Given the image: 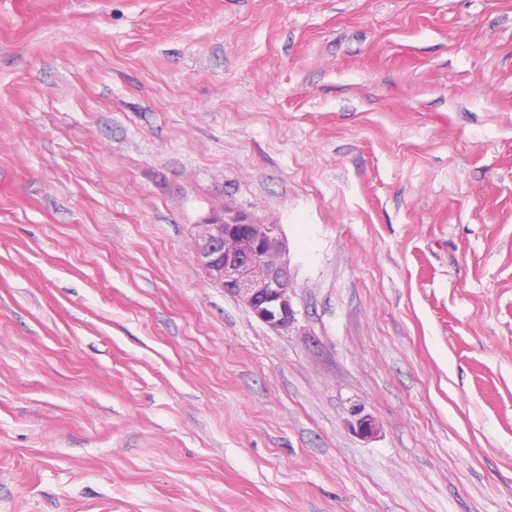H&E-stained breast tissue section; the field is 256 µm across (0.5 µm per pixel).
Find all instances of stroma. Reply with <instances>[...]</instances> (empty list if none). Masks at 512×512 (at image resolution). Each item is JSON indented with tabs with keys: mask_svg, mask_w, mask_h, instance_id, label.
Returning a JSON list of instances; mask_svg holds the SVG:
<instances>
[{
	"mask_svg": "<svg viewBox=\"0 0 512 512\" xmlns=\"http://www.w3.org/2000/svg\"><path fill=\"white\" fill-rule=\"evenodd\" d=\"M0 512H512V0H0ZM197 227L195 259L212 282L262 322L274 328L290 327L296 319L294 286L288 247L277 225L224 208Z\"/></svg>",
	"mask_w": 512,
	"mask_h": 512,
	"instance_id": "35a3bbf8",
	"label": "stroma"
}]
</instances>
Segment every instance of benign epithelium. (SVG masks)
<instances>
[{
  "instance_id": "obj_1",
  "label": "benign epithelium",
  "mask_w": 512,
  "mask_h": 512,
  "mask_svg": "<svg viewBox=\"0 0 512 512\" xmlns=\"http://www.w3.org/2000/svg\"><path fill=\"white\" fill-rule=\"evenodd\" d=\"M195 259L212 282L274 328L295 322L288 247L275 224L242 212H216L198 225Z\"/></svg>"
}]
</instances>
